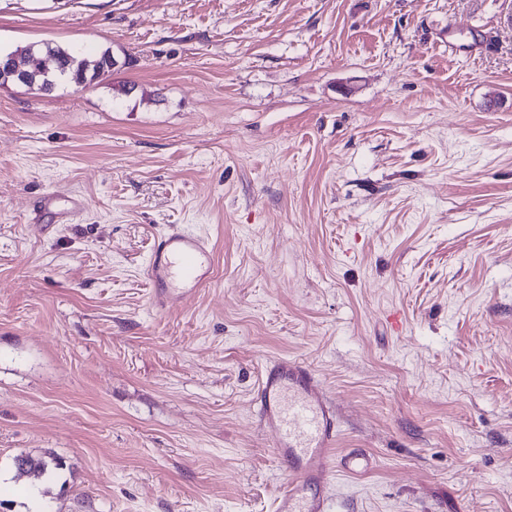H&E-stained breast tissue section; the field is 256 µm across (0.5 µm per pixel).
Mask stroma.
Masks as SVG:
<instances>
[{
	"mask_svg": "<svg viewBox=\"0 0 512 512\" xmlns=\"http://www.w3.org/2000/svg\"><path fill=\"white\" fill-rule=\"evenodd\" d=\"M0 512H270L266 362L336 406V512H512V0H0ZM58 192L71 222L35 200ZM181 224L210 285L160 311ZM32 49H39L38 45H27L23 47H16L15 49L11 51H5L8 53H13L15 55L14 62L11 57H1L0 55V75L2 77H16L17 81L23 84L30 83L35 80V77L37 75H44V71L41 69V67H35L32 71L31 69L27 68V59H28V52H30ZM14 65L21 70L24 71H30L29 73H21L19 74L18 69L14 67ZM19 84V85H23ZM27 86V85H23ZM30 87V86H27ZM45 48L55 52V56L60 64L57 70L44 79V87L41 86L39 80L35 84L39 86V89L48 92L62 83H74L75 85L82 86L94 83L99 84L108 76L112 71V67L117 63L111 49L107 48L100 52L92 66H82L80 69L76 70L74 68V70L68 66L69 58L73 57L71 50L57 45L54 47L47 45ZM74 74L78 76L77 81L74 79ZM214 250L208 237L171 224L159 233L145 261V273L152 284L153 302L163 309L178 303L210 283L214 271ZM50 460L35 458L29 454H19L14 457V465L20 475L33 479H39L44 476L50 466L54 469H62L64 461L59 457H50Z\"/></svg>",
	"mask_w": 512,
	"mask_h": 512,
	"instance_id": "obj_1",
	"label": "stroma"
}]
</instances>
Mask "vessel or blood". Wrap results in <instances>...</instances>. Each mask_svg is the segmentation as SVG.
Returning <instances> with one entry per match:
<instances>
[{"instance_id": "vessel-or-blood-1", "label": "vessel or blood", "mask_w": 512, "mask_h": 512, "mask_svg": "<svg viewBox=\"0 0 512 512\" xmlns=\"http://www.w3.org/2000/svg\"><path fill=\"white\" fill-rule=\"evenodd\" d=\"M214 250L208 237L172 224L159 233L145 261L158 308L210 283ZM256 417L274 440L273 454L288 479L272 512H333L332 472L358 475L374 467L370 454L353 449L337 454L336 409L313 372L282 357L266 364L258 385Z\"/></svg>"}]
</instances>
